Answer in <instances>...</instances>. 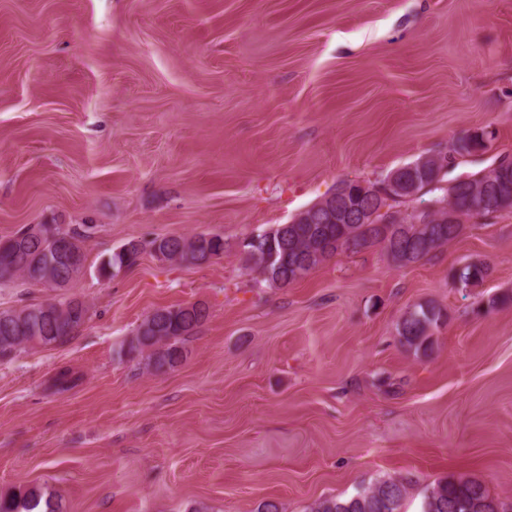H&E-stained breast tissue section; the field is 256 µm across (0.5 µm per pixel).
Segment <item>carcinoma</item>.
I'll return each instance as SVG.
<instances>
[{
	"label": "carcinoma",
	"instance_id": "obj_1",
	"mask_svg": "<svg viewBox=\"0 0 512 512\" xmlns=\"http://www.w3.org/2000/svg\"><path fill=\"white\" fill-rule=\"evenodd\" d=\"M491 141L490 133L469 134L450 146L448 160L486 149ZM442 169V153L438 152L421 155L386 174L395 178L403 196L415 190L432 195L420 213L400 212L391 224H352L343 212L336 211L335 201L327 194L297 223L258 241L252 237L245 240L241 248L244 268L256 274L260 284L286 287L341 253L378 248L389 260L405 266L458 239L475 216L512 211V162L507 158H500L499 165L485 173L478 172L446 188L441 183L449 177ZM16 237V241L0 239V286L21 280L31 286L62 290L85 274L84 241L91 237L89 230L34 224ZM156 244L163 260L186 265L224 255V237L219 234L157 237L146 245ZM146 245L126 243L102 262L100 274L111 276L136 265ZM487 273V264L472 262L456 269L454 279L468 287L480 283ZM208 316V307L202 303L158 308L139 324L125 354L142 358L145 368L154 372L171 369L183 361L186 341ZM88 318L87 304L75 297L0 309V360L26 348L68 343ZM441 318L434 306H416L398 324L402 344L416 353L427 350ZM76 380L71 368L62 367L51 378L49 389L63 394ZM407 495L404 480L381 479L349 499L320 501L310 512H401ZM42 503L49 512H59V505L42 501V492L36 487L25 491L20 499L0 496V512H19L21 507L35 512ZM500 507L501 502L488 494L480 480L450 476L424 490L421 512H498Z\"/></svg>",
	"mask_w": 512,
	"mask_h": 512
}]
</instances>
